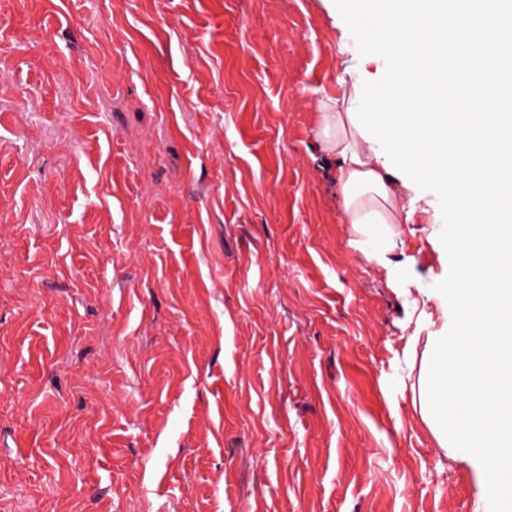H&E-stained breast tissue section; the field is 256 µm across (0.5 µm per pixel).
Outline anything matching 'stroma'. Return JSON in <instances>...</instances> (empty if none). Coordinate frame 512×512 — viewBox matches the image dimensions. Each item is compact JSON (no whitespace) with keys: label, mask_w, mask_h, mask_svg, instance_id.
<instances>
[{"label":"stroma","mask_w":512,"mask_h":512,"mask_svg":"<svg viewBox=\"0 0 512 512\" xmlns=\"http://www.w3.org/2000/svg\"><path fill=\"white\" fill-rule=\"evenodd\" d=\"M385 70L334 0H0V512H487L320 149Z\"/></svg>","instance_id":"obj_1"}]
</instances>
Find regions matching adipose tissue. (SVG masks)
I'll use <instances>...</instances> for the list:
<instances>
[{"label": "adipose tissue", "mask_w": 512, "mask_h": 512, "mask_svg": "<svg viewBox=\"0 0 512 512\" xmlns=\"http://www.w3.org/2000/svg\"><path fill=\"white\" fill-rule=\"evenodd\" d=\"M359 93L358 87L347 86L341 96L319 101L320 141L325 156L335 165L352 246L391 274L400 267L405 249L398 227L411 221L415 208L412 201L389 188V172L348 117L346 101Z\"/></svg>", "instance_id": "1"}]
</instances>
